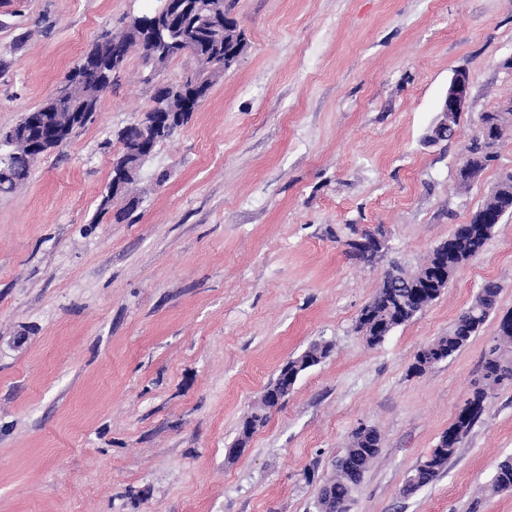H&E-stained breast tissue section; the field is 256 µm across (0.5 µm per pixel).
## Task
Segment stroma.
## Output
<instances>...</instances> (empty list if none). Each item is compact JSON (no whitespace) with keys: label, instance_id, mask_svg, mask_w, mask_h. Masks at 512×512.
Returning <instances> with one entry per match:
<instances>
[{"label":"stroma","instance_id":"1","mask_svg":"<svg viewBox=\"0 0 512 512\" xmlns=\"http://www.w3.org/2000/svg\"><path fill=\"white\" fill-rule=\"evenodd\" d=\"M158 5L0 0V132L98 36ZM232 16L245 53L156 147L127 220L99 209L117 133L188 58L152 78L132 49L92 121L0 192V512H319L362 425L380 452L350 512H512V492H482L512 454V385L436 481L401 493L512 312V216L380 345L356 329L391 265H422L512 170L510 126L496 167L456 178L482 113L512 99V0H234ZM460 67L468 107L426 143ZM356 228L387 240L371 262L348 252ZM488 281L496 315L412 373ZM321 340L330 356L229 458L277 368Z\"/></svg>","mask_w":512,"mask_h":512}]
</instances>
